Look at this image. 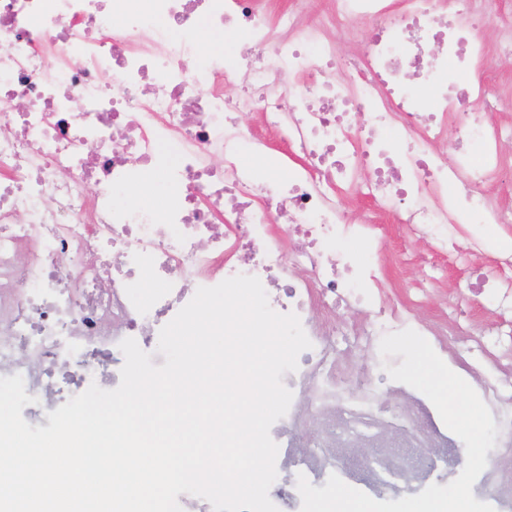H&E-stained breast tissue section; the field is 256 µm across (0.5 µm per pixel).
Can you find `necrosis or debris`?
<instances>
[{"mask_svg":"<svg viewBox=\"0 0 512 512\" xmlns=\"http://www.w3.org/2000/svg\"><path fill=\"white\" fill-rule=\"evenodd\" d=\"M292 2L272 11L261 0H0V377L22 376L37 415L90 384L115 389L120 378L104 366L123 363L122 340L164 364L151 330L191 300V283L251 275L275 312L301 317L312 343L282 377L293 399L272 426L278 466L314 483L359 477L373 491L411 490L447 469L434 407L414 397L398 406L400 382L386 399L375 394L383 363L401 362L382 360L381 338L410 329L433 336L490 409L501 451L476 489L512 512V252L491 253L481 236L468 246L491 257L477 290L495 327L467 319L429 330L414 300L388 299L376 257L340 248L378 238L376 223L345 222L338 197L367 175L380 204H398L400 223L438 255L463 225L512 223V206L487 189L512 126L468 115L452 157L431 149L450 114L484 99L486 48L450 0H334L308 25L309 0ZM163 18L176 37L164 39ZM202 20L246 33L238 72L217 57L186 65ZM355 20L376 27L351 71L331 32ZM239 75L255 87L228 101L224 85ZM244 111L301 153L287 180L256 181L239 163L244 150L268 149L240 128ZM118 129L125 145L108 150ZM159 166L174 200L161 213L134 203ZM274 217L285 235L273 233ZM358 297L366 324L337 349L336 309ZM463 343L486 355L484 367L460 356Z\"/></svg>","mask_w":512,"mask_h":512,"instance_id":"4bbe7bcc","label":"necrosis or debris"}]
</instances>
